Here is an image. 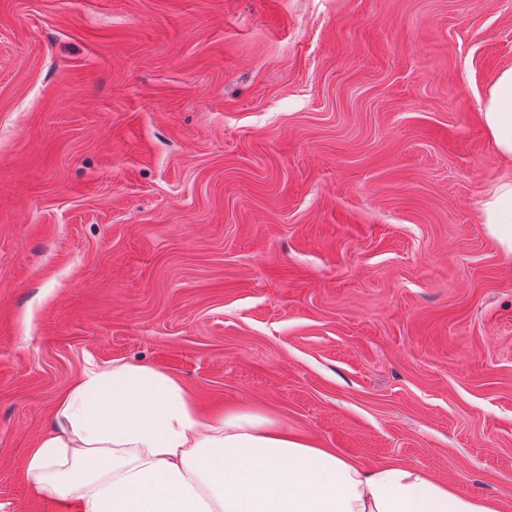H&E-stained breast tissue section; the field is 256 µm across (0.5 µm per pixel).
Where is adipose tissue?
I'll list each match as a JSON object with an SVG mask.
<instances>
[{
    "instance_id": "ef3b65f1",
    "label": "adipose tissue",
    "mask_w": 512,
    "mask_h": 512,
    "mask_svg": "<svg viewBox=\"0 0 512 512\" xmlns=\"http://www.w3.org/2000/svg\"><path fill=\"white\" fill-rule=\"evenodd\" d=\"M506 167L479 222L512 261V67L479 114ZM25 474L68 512H501L400 463L365 467L250 407L204 410L175 376L115 360L59 399Z\"/></svg>"
}]
</instances>
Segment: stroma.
Returning <instances> with one entry per match:
<instances>
[{"instance_id":"1","label":"stroma","mask_w":512,"mask_h":512,"mask_svg":"<svg viewBox=\"0 0 512 512\" xmlns=\"http://www.w3.org/2000/svg\"><path fill=\"white\" fill-rule=\"evenodd\" d=\"M512 0H0V502L88 364L512 512L478 114Z\"/></svg>"}]
</instances>
